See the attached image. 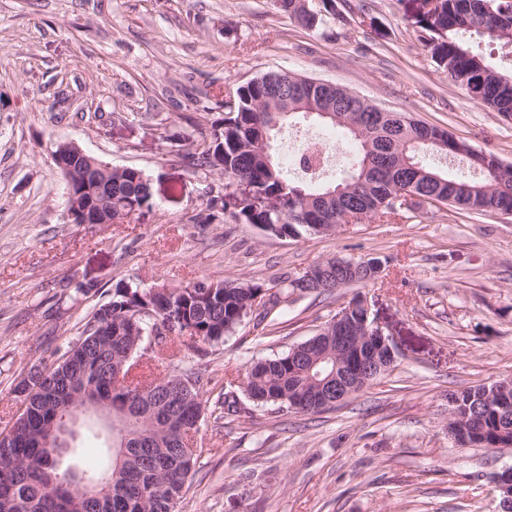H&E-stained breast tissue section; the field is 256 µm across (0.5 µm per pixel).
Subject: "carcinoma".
Returning <instances> with one entry per match:
<instances>
[{
  "label": "carcinoma",
  "mask_w": 512,
  "mask_h": 512,
  "mask_svg": "<svg viewBox=\"0 0 512 512\" xmlns=\"http://www.w3.org/2000/svg\"><path fill=\"white\" fill-rule=\"evenodd\" d=\"M276 8L304 28L316 24V15L305 0H274ZM512 13V0H446L438 16L428 12L417 20L419 39L431 50L448 78L473 98L505 116L512 115V73L491 65L472 50L466 35L474 18L491 27L495 14ZM274 74L267 73L229 91L218 89L213 97L224 107V117L212 124L211 137L193 144L182 154L188 166L218 175L223 183L210 189L196 215L200 224L221 216L255 224L276 237L330 235L342 220L336 198L328 197L339 186L354 190L342 200L343 207L371 222L390 209L399 212L423 206L401 189L466 213L512 212V167L502 168L493 153L477 151L438 126L410 119L399 112H376L366 100H352L334 85L304 79L300 95L288 94V112H271L269 96ZM331 110L326 121L347 131L358 144L353 171L327 187L297 184L275 159L273 140L277 128L295 114ZM464 156L481 178L456 180L422 161L421 153ZM79 207L99 219L112 217L121 224L136 209L153 206L150 179L133 167L110 171H86L76 160L69 180ZM301 276L284 278L285 286L268 292L252 280L216 282L200 278L188 288H171L164 302L153 288L118 284L112 298L84 318L81 331L65 353L88 359V367H69L58 359L51 365H33L17 391L31 402L29 421L17 427L13 439L0 441V512H174L183 497L187 479L203 449L194 446L196 423L205 410L200 392L201 375L182 372L190 380L187 392L173 399L166 394L174 374L153 375L144 352L145 338L163 347L173 334L188 336L210 347L237 332L250 316L257 323L276 325L288 299L336 289L303 287ZM336 335V323L327 320L320 332L301 343V359L321 360L318 370L333 369L336 347L327 337ZM289 353L260 359L245 367L244 392L261 406L290 410V400L310 394L317 387L316 374L291 373ZM65 376L78 386L93 388L105 417L94 416L102 427L116 435L112 444V472L81 468L76 463L57 467L49 449L35 437L48 432L72 414L67 403L55 409L39 400V390ZM493 389L477 385L452 394L456 405L448 419V433L459 437L467 430L469 442L482 448L512 445V412L504 413L490 400ZM75 471L92 482L112 479V489L103 501H68L49 489L45 475L54 472L61 485Z\"/></svg>",
  "instance_id": "1"
}]
</instances>
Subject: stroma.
<instances>
[{
  "label": "stroma",
  "instance_id": "stroma-1",
  "mask_svg": "<svg viewBox=\"0 0 512 512\" xmlns=\"http://www.w3.org/2000/svg\"><path fill=\"white\" fill-rule=\"evenodd\" d=\"M307 6L322 16L311 29L271 0H0V429L22 375L63 354L118 282L277 289L333 257H377L378 279L300 298L276 326L246 321L202 352L176 335L149 347L159 370L176 368L178 350L224 383L357 297L397 350L394 368L330 411L243 395L239 414H204L203 454L175 512H500L512 448L457 446L448 412L451 394L512 378V214L426 205L299 239L195 220L218 178L181 155L224 115L209 89L271 71L334 83L512 164V117L449 81L418 39L417 0H335L332 15L323 0ZM301 131L333 142L324 182L345 176L351 141L312 115L280 130L279 157ZM62 141L142 170L152 208L121 224L67 223L51 158Z\"/></svg>",
  "mask_w": 512,
  "mask_h": 512
}]
</instances>
